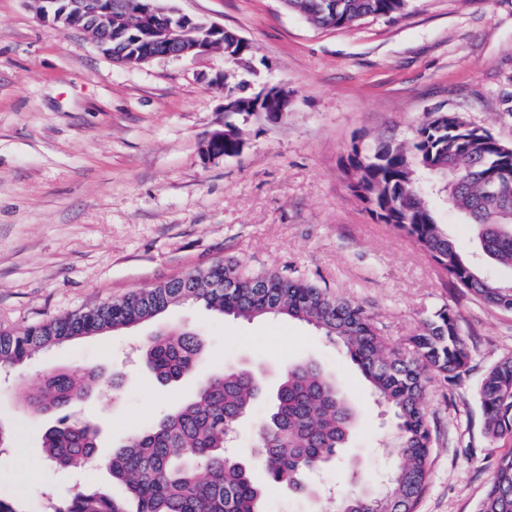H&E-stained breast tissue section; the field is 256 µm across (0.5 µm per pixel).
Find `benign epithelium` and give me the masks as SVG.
Wrapping results in <instances>:
<instances>
[{
  "instance_id": "benign-epithelium-1",
  "label": "benign epithelium",
  "mask_w": 512,
  "mask_h": 512,
  "mask_svg": "<svg viewBox=\"0 0 512 512\" xmlns=\"http://www.w3.org/2000/svg\"><path fill=\"white\" fill-rule=\"evenodd\" d=\"M41 18L57 27L85 31L98 25L102 37H112L131 50L122 61L140 66L157 57L203 56L224 46V27L201 24L181 15L170 0H39ZM224 131L210 133L204 156H224Z\"/></svg>"
}]
</instances>
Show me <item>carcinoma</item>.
I'll list each match as a JSON object with an SVG mask.
<instances>
[{"label":"carcinoma","mask_w":512,"mask_h":512,"mask_svg":"<svg viewBox=\"0 0 512 512\" xmlns=\"http://www.w3.org/2000/svg\"><path fill=\"white\" fill-rule=\"evenodd\" d=\"M413 0H287L288 7L322 28H350L369 17L396 19ZM250 48L224 35V60L247 62ZM224 156L242 153L240 128L224 123ZM351 194L379 221L407 236L448 281L490 306L512 312V283L485 276L439 222L432 197L441 196L467 216L478 251L512 269V146L455 112H438L417 125L411 142L355 146L343 161ZM226 288L211 287V278ZM202 304L235 319L288 318L307 323L340 345L391 414L398 462L379 485L341 497L337 512H415L429 474L434 434L425 406L431 379L454 384L467 373L470 355L459 313L441 307L416 334L389 345L372 316L354 300L333 295L303 276L255 272L227 259L23 331H0V371L33 353L89 335L131 328L171 307ZM205 349L203 336L185 325L158 332L140 348L157 383L174 385L193 374ZM123 377L89 369L49 375L25 404L54 422L42 448L54 465L104 468L125 494L117 498L75 488L51 502V512H263L264 487L254 466L283 488L319 500L310 473L347 446L359 417L338 384L315 361L286 368L269 391L256 425L255 457L244 462L225 450L228 430L252 417L261 400V376L248 364L209 375L179 407L132 433L112 456L97 454L100 428L70 409L94 387L119 389ZM483 433L489 443L512 442V356L497 361L477 389ZM478 512H512V453L499 459Z\"/></svg>","instance_id":"1"}]
</instances>
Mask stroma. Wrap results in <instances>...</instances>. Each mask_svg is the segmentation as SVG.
I'll use <instances>...</instances> for the list:
<instances>
[{
	"instance_id": "1",
	"label": "stroma",
	"mask_w": 512,
	"mask_h": 512,
	"mask_svg": "<svg viewBox=\"0 0 512 512\" xmlns=\"http://www.w3.org/2000/svg\"><path fill=\"white\" fill-rule=\"evenodd\" d=\"M172 5L246 38L249 63L227 64L216 51L126 67L84 32L41 21L36 0H0V330L228 258L353 299L394 345L450 306L463 322L469 371L429 385L436 439L417 512H477L505 450L483 434L475 389L512 355V313L453 287L405 236L373 219L351 195L342 160L356 144L410 139L437 112L459 113L512 145V0H416L397 20L346 29L314 26L283 0ZM224 78L242 95L282 87L291 99L285 118L228 116ZM229 118L243 132L242 153L205 158V137ZM171 325L204 335V375L245 359L273 369L309 359L336 379L360 411L349 448L320 473L338 495L375 484L394 464L390 416L339 346L300 321H245L190 305L37 352L0 377V423L12 428L0 495L47 512L43 487L60 496L79 484L111 489L104 471L68 473L47 460L46 419L25 410L16 389L61 369L121 372V391L93 390L75 408L100 424L97 451L109 455L196 384L160 386L135 359Z\"/></svg>"
}]
</instances>
